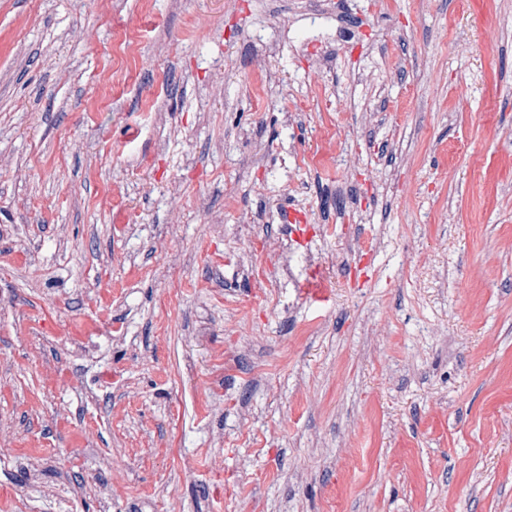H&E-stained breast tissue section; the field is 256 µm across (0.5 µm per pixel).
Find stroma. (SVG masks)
Listing matches in <instances>:
<instances>
[{
    "label": "stroma",
    "mask_w": 512,
    "mask_h": 512,
    "mask_svg": "<svg viewBox=\"0 0 512 512\" xmlns=\"http://www.w3.org/2000/svg\"><path fill=\"white\" fill-rule=\"evenodd\" d=\"M2 448L0 512H512V0H0ZM279 220L282 228L292 234L301 235L307 234V230L303 231V227L310 223L309 217L306 212L298 210L288 204H283L279 210ZM295 224V226L293 225Z\"/></svg>",
    "instance_id": "35a3bbf8"
}]
</instances>
